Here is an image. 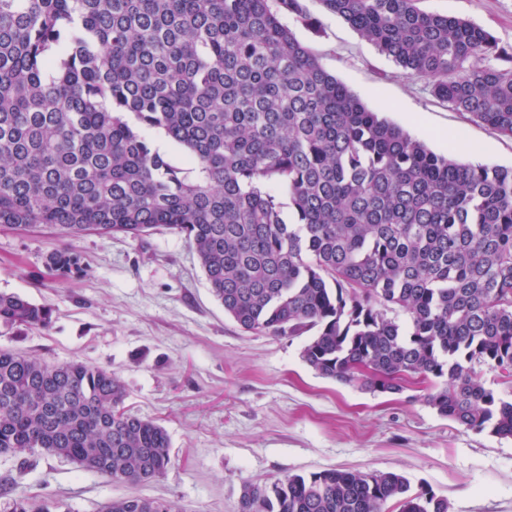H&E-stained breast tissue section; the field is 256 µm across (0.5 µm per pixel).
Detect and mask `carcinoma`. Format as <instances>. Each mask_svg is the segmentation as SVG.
<instances>
[{"label":"carcinoma","mask_w":512,"mask_h":512,"mask_svg":"<svg viewBox=\"0 0 512 512\" xmlns=\"http://www.w3.org/2000/svg\"><path fill=\"white\" fill-rule=\"evenodd\" d=\"M319 2L439 101L512 138V54L488 32L417 0ZM285 13L314 26L303 0H0V231L170 230L244 331L309 332L301 357L317 374L373 393L426 383L437 414L512 440V396L479 377L512 374V166L461 163L379 117ZM46 267L66 277L81 257L57 249ZM50 322L46 307L0 293V324ZM125 398L106 368L0 348V455L151 480L170 438ZM24 475L3 488L12 512H60ZM391 500L448 512L398 472L334 468L246 482L239 512H385ZM101 512L173 507L132 496ZM148 135L152 139L155 147L159 148L161 152L165 153L169 160L176 165H184L186 160V151L183 147L177 145L172 140L167 138L165 141L159 140V135L163 132L159 130H149Z\"/></svg>","instance_id":"carcinoma-1"}]
</instances>
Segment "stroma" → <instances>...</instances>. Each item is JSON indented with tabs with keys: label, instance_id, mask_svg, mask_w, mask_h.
<instances>
[{
	"label": "stroma",
	"instance_id": "obj_1",
	"mask_svg": "<svg viewBox=\"0 0 512 512\" xmlns=\"http://www.w3.org/2000/svg\"><path fill=\"white\" fill-rule=\"evenodd\" d=\"M316 28L283 21L326 70L382 117L462 163L512 165V139L472 122L409 78L348 24L307 0ZM421 10L468 20L512 50V0H419ZM48 227L0 232V292L51 310L49 328L0 326V347L50 363L83 361L115 372L125 406L164 426L172 462L156 478L114 483L54 457H35L30 494L65 512L106 501L162 498L175 512H238L244 482L336 468L397 471L428 486L448 512H512V441L464 430L424 402L373 393L316 374L301 358L306 336L244 332L209 291L195 248L166 230L133 239L71 241L84 271L44 266L61 248Z\"/></svg>",
	"mask_w": 512,
	"mask_h": 512
}]
</instances>
